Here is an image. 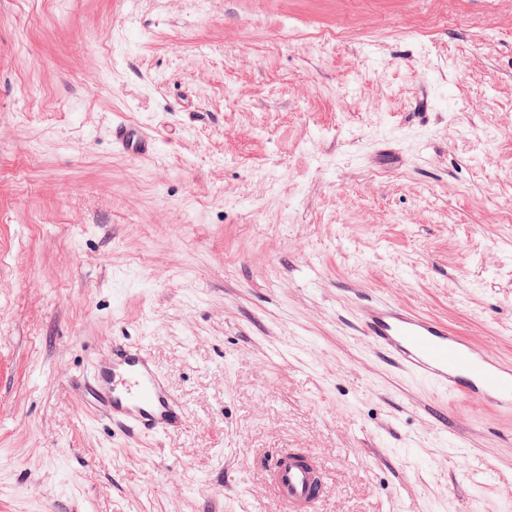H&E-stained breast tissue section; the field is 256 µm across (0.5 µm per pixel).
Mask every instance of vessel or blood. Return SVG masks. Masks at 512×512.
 Instances as JSON below:
<instances>
[{
  "label": "vessel or blood",
  "instance_id": "b4317fda",
  "mask_svg": "<svg viewBox=\"0 0 512 512\" xmlns=\"http://www.w3.org/2000/svg\"><path fill=\"white\" fill-rule=\"evenodd\" d=\"M117 151L145 155L152 142L138 127L117 125ZM360 331L387 360L443 394L466 392L502 410L512 409V371L505 360L473 347L448 322L387 301L366 305ZM84 386L98 416L128 434L162 435L179 429L183 412L144 350L113 344L90 370ZM277 512H317L320 473L309 456L276 461L268 471Z\"/></svg>",
  "mask_w": 512,
  "mask_h": 512
}]
</instances>
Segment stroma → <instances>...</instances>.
<instances>
[{
    "instance_id": "stroma-1",
    "label": "stroma",
    "mask_w": 512,
    "mask_h": 512,
    "mask_svg": "<svg viewBox=\"0 0 512 512\" xmlns=\"http://www.w3.org/2000/svg\"><path fill=\"white\" fill-rule=\"evenodd\" d=\"M371 298L512 361V0H0V512H272L286 448L318 512H512V416ZM118 339L177 432L74 394ZM115 149L125 154L147 155L153 148L138 127L131 124H119L112 131ZM360 331L404 375L442 394L464 391L499 409H512L510 363L476 349L445 320L374 302L362 310Z\"/></svg>"
}]
</instances>
